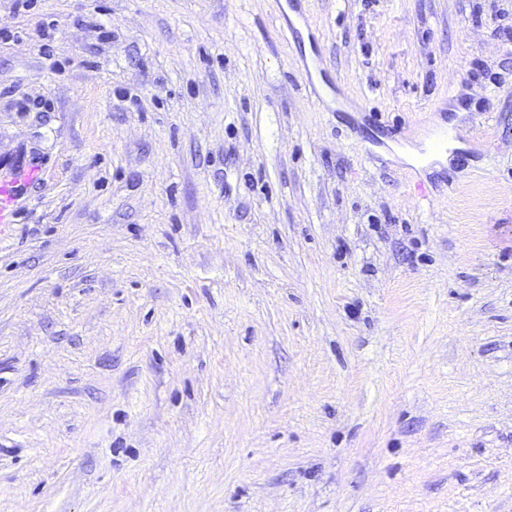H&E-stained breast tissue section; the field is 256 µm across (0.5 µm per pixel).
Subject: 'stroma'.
Listing matches in <instances>:
<instances>
[{
    "label": "stroma",
    "mask_w": 512,
    "mask_h": 512,
    "mask_svg": "<svg viewBox=\"0 0 512 512\" xmlns=\"http://www.w3.org/2000/svg\"><path fill=\"white\" fill-rule=\"evenodd\" d=\"M291 9L0 0V512H512V0ZM39 172L36 169L18 171L8 184L0 186V224H11L13 218V185L16 183H31L37 180Z\"/></svg>",
    "instance_id": "stroma-1"
}]
</instances>
